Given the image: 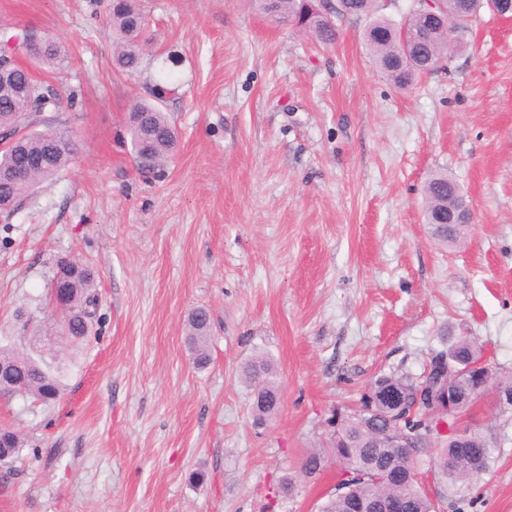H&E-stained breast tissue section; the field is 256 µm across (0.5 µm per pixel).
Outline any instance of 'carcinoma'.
Returning <instances> with one entry per match:
<instances>
[{
    "instance_id": "1",
    "label": "carcinoma",
    "mask_w": 512,
    "mask_h": 512,
    "mask_svg": "<svg viewBox=\"0 0 512 512\" xmlns=\"http://www.w3.org/2000/svg\"><path fill=\"white\" fill-rule=\"evenodd\" d=\"M377 0H337L336 16H355L365 20L363 44L369 57L386 79L399 90L412 87L424 73L440 66L448 56L450 35L465 27L484 8L493 13L504 11L508 0H443L440 13L447 15L448 23L438 17H427L413 7L396 21L377 14ZM259 10L274 11L276 18L288 22L312 39L333 43L339 32L319 10L317 0H276L268 6L267 0H257ZM109 28L116 64L127 74L139 70L144 54L145 19L132 0H111ZM30 87L36 107L20 111L15 103L17 89ZM165 90L156 88L154 98L135 101L128 112V133L132 151L141 169L152 171L162 165L177 145L176 129L160 97ZM60 97L49 85L30 75L26 67L14 60L0 68V129L15 136L14 145L0 151V202L10 200L15 205L31 194L33 188L52 179L70 165L75 158L71 136L46 125L41 130L31 128L29 119L41 111L53 112L60 108ZM453 194L464 197L459 184L446 171H436L424 185V217L431 224V234L442 245L459 242L464 234L450 224L437 220L440 202ZM56 274L62 276L66 288L69 311L56 327V335L69 344L77 345L89 335L96 315L99 298L94 283V272L80 259L62 258ZM188 340L194 351V362L203 367L209 360L208 341L210 319L203 308L196 309L188 320ZM446 355L456 362L467 363L483 357L481 347L463 338L448 347ZM0 363L13 369L22 381V392L47 403L57 400L63 392V370L42 359L0 347ZM244 382L252 391L263 388L273 395L264 405H255L256 414L270 417L278 409L276 395L280 392L271 359L258 356L245 370ZM375 383H390L413 396L418 381L408 375H381ZM368 405L349 415L336 429L339 446L331 449L341 470L342 495H332L321 506L320 512H352L351 505L360 502L376 507L389 495L404 500L406 512H435L439 502L452 499L456 487L472 483L491 466L497 444L478 431L467 439L457 440L443 435L438 429L442 419L425 418L423 412L405 413L398 421L410 440L421 452L436 444L438 451L429 465L434 479L446 487L442 495L419 480L409 477L416 466L414 456L406 448H396L386 441L385 426L370 419Z\"/></svg>"
}]
</instances>
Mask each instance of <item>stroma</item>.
Segmentation results:
<instances>
[{
	"label": "stroma",
	"instance_id": "35a3bbf8",
	"mask_svg": "<svg viewBox=\"0 0 512 512\" xmlns=\"http://www.w3.org/2000/svg\"><path fill=\"white\" fill-rule=\"evenodd\" d=\"M137 3L149 51L127 76L108 0H0V36L60 44L35 74L62 96L45 120L76 148L0 217V344L31 353L59 319L61 258L90 263L99 293L87 341L44 354L65 369L60 399L0 401V428L20 437L0 512H318L340 470L302 477L305 457L329 454L378 376H421L460 337L512 376V20L481 13L443 68L399 91L362 20L338 19L326 46L252 0ZM170 76L178 142L149 173L126 115ZM438 170L473 205L461 247L424 222ZM201 307L202 369L185 341ZM262 354L281 400L259 425L242 374ZM468 417L499 446L457 489L461 512H512V411L485 395Z\"/></svg>",
	"mask_w": 512,
	"mask_h": 512
}]
</instances>
